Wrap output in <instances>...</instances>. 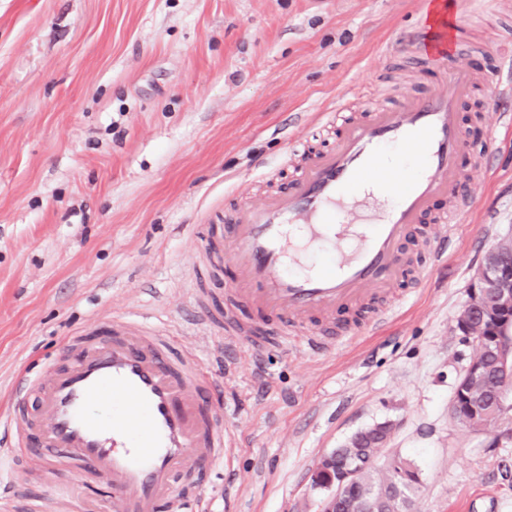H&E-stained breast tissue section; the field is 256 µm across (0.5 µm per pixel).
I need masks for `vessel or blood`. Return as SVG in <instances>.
<instances>
[{
  "instance_id": "1",
  "label": "vessel or blood",
  "mask_w": 512,
  "mask_h": 512,
  "mask_svg": "<svg viewBox=\"0 0 512 512\" xmlns=\"http://www.w3.org/2000/svg\"><path fill=\"white\" fill-rule=\"evenodd\" d=\"M423 65L443 68L446 78L433 96L404 99L347 122L335 146L314 152L294 144L303 158L288 191L245 203L236 215L229 254L240 271L236 301L284 321L329 317L337 309L362 304L402 277L408 267L402 243L439 196L455 207L445 224L464 223L471 199L456 195L458 160L470 150L458 122V107L475 83L455 69L445 25L417 28L407 35ZM395 145L419 161L409 171L385 165L380 152ZM392 197L379 224H348L349 202L362 191ZM306 223L309 244L335 245L353 236L357 247L339 264L305 275L288 271L290 229ZM110 340L70 337L68 362L52 367L42 410L47 427L46 470L79 463L112 486V512H185L169 495L175 475L187 462L216 466L224 461L229 433L218 422L211 400L213 379L197 356L182 363L169 354L173 333L148 316L110 317L102 322ZM226 336L240 347L260 350L251 327L227 322ZM34 381L19 377L11 413L0 420L9 444L0 450V470L24 447L23 429Z\"/></svg>"
}]
</instances>
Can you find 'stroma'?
<instances>
[{"mask_svg": "<svg viewBox=\"0 0 512 512\" xmlns=\"http://www.w3.org/2000/svg\"><path fill=\"white\" fill-rule=\"evenodd\" d=\"M445 14L464 31L458 63L478 83L460 107L473 153L459 166L473 208L424 282L400 278L337 310L318 350L270 345L226 358L236 269L197 260L201 224H228L235 198L287 189L290 141L335 144L320 115L434 95L406 34L423 0H0V415L19 375L63 362V344L102 315L154 311L175 346L213 370L232 433L223 466L179 474L174 496L217 512H320L310 474L358 431L389 423L387 454L420 474V512H512V443L452 417L473 354L455 316L486 250L512 236V109L493 80L512 60V0ZM386 320L369 323L378 310ZM39 448L0 486V512H104L112 489L69 466L50 493Z\"/></svg>", "mask_w": 512, "mask_h": 512, "instance_id": "1", "label": "stroma"}]
</instances>
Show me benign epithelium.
<instances>
[{
  "label": "benign epithelium",
  "mask_w": 512,
  "mask_h": 512,
  "mask_svg": "<svg viewBox=\"0 0 512 512\" xmlns=\"http://www.w3.org/2000/svg\"><path fill=\"white\" fill-rule=\"evenodd\" d=\"M455 331L478 346L490 343L492 358L488 363L473 355L462 368L452 400L454 420L466 424L459 411V397L492 373L499 381V417H504L512 411V342L506 341L512 335V239H503L485 252L468 288V298L456 315ZM389 436L387 426L381 441L356 449L340 466L334 451L320 459L311 482L313 488L326 492L321 512H338L340 501L357 486L360 472L379 458L378 449L386 447Z\"/></svg>",
  "instance_id": "benign-epithelium-1"
}]
</instances>
